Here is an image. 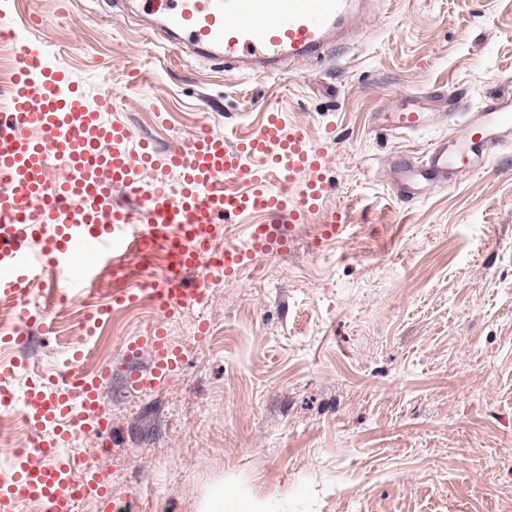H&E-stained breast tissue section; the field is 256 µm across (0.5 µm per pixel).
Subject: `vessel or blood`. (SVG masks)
Masks as SVG:
<instances>
[{"mask_svg": "<svg viewBox=\"0 0 512 512\" xmlns=\"http://www.w3.org/2000/svg\"><path fill=\"white\" fill-rule=\"evenodd\" d=\"M162 16L163 33L251 74L273 75L283 64L319 59L363 16L364 0H145ZM16 44L11 95L0 108V299L24 304L33 281L52 270L71 295L93 288L100 265L139 264L161 255L165 275L154 288L159 315L145 340L127 345L129 358L150 346L149 377L132 375L137 387H156L173 371L180 354L165 321L201 303L204 288L190 283L200 271L235 275L256 254L286 250L293 225L318 212L324 197L326 156L302 128L285 129L281 114L268 110L262 123L231 140L209 128L196 131L188 150L156 154L148 143H130L128 130L111 121L114 101L103 91L88 103L66 72L45 64L38 45L18 37L14 25L0 27ZM388 131L404 134L430 126L419 101L400 102L384 118ZM512 146V97H494L468 113L461 133L435 140L419 161L398 169V193L420 194V181L448 184L457 170L482 169L497 150ZM177 170L180 180L144 184L145 168ZM306 184L294 192L297 175ZM227 181L242 183L225 191ZM134 201L115 204L113 188ZM266 214L248 225L246 248L220 247L219 228L230 217ZM52 329L47 312L25 309L6 343L21 350L29 327ZM107 370L89 373L80 353L47 378H28L23 394L0 386V406L20 405L33 437L12 452L11 477L0 489V512H18L38 499L48 512H76L81 500L102 496L94 464L71 453L74 437L107 434L101 384Z\"/></svg>", "mask_w": 512, "mask_h": 512, "instance_id": "b4317fda", "label": "vessel or blood"}]
</instances>
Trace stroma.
Listing matches in <instances>:
<instances>
[{"instance_id": "35a3bbf8", "label": "stroma", "mask_w": 512, "mask_h": 512, "mask_svg": "<svg viewBox=\"0 0 512 512\" xmlns=\"http://www.w3.org/2000/svg\"><path fill=\"white\" fill-rule=\"evenodd\" d=\"M31 14L48 64L87 100L112 88L110 120L159 151L204 124L257 125L269 105L328 156L322 208L290 250L204 281L207 304L167 322L182 360L160 387L130 385L151 367L150 352L125 356L154 324L144 301L91 335L84 300L68 301L54 332L17 352L18 386L75 348L110 371L111 447L72 446L108 494L78 512H201L218 487L255 512H512V148L411 201L393 185L404 157L458 131L448 107L512 94V0H373L324 60L281 76L166 48L144 0H0V16ZM421 94L433 127L383 128ZM336 211L342 236L309 250Z\"/></svg>"}]
</instances>
